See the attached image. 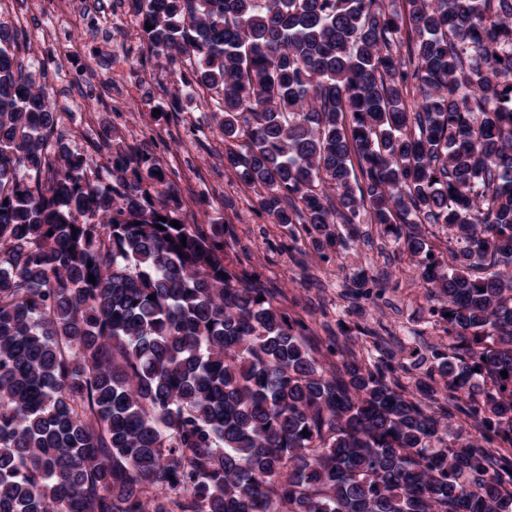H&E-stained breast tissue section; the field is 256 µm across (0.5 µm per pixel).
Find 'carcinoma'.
<instances>
[{"mask_svg": "<svg viewBox=\"0 0 512 512\" xmlns=\"http://www.w3.org/2000/svg\"><path fill=\"white\" fill-rule=\"evenodd\" d=\"M129 2L261 209L321 260L376 225L447 344H320L150 151L70 148L0 21V512H512V0Z\"/></svg>", "mask_w": 512, "mask_h": 512, "instance_id": "obj_1", "label": "carcinoma"}]
</instances>
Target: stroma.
<instances>
[{
	"instance_id": "stroma-1",
	"label": "stroma",
	"mask_w": 512,
	"mask_h": 512,
	"mask_svg": "<svg viewBox=\"0 0 512 512\" xmlns=\"http://www.w3.org/2000/svg\"><path fill=\"white\" fill-rule=\"evenodd\" d=\"M79 39V46L59 56L58 63L62 70L99 80L102 89L93 111L63 112L72 147L89 150L104 131L113 139L145 143L169 171L189 220L232 225L235 252L250 256L282 307L310 321L318 336L342 326L354 330L356 349L369 351L371 337L358 330L381 324L408 351L439 343L442 329L432 326L425 291L393 240L364 224L360 231L369 235V242L327 262L317 257L310 240L292 244L287 228L274 223L255 195L225 169L224 139L213 113L200 106L172 112L168 81L148 56L138 54L139 37H132L124 54L140 73L137 83L115 82L111 38L83 32ZM361 267L386 278L381 299L346 297L345 278Z\"/></svg>"
}]
</instances>
